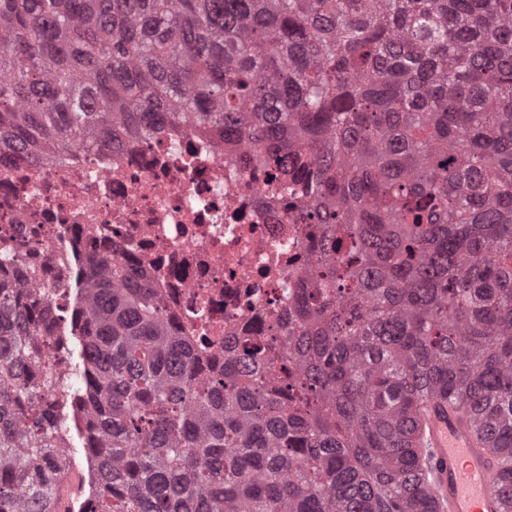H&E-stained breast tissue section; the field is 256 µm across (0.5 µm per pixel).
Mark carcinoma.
Instances as JSON below:
<instances>
[{"instance_id": "1", "label": "carcinoma", "mask_w": 512, "mask_h": 512, "mask_svg": "<svg viewBox=\"0 0 512 512\" xmlns=\"http://www.w3.org/2000/svg\"><path fill=\"white\" fill-rule=\"evenodd\" d=\"M191 123L292 156L323 252L279 380L201 375L151 288L88 259L97 512H438L425 395L470 412L512 512V0H0V165ZM47 307L0 268V512H55Z\"/></svg>"}]
</instances>
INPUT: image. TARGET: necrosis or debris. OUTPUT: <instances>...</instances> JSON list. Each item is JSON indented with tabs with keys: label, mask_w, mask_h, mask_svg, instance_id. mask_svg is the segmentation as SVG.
I'll return each mask as SVG.
<instances>
[{
	"label": "necrosis or debris",
	"mask_w": 512,
	"mask_h": 512,
	"mask_svg": "<svg viewBox=\"0 0 512 512\" xmlns=\"http://www.w3.org/2000/svg\"><path fill=\"white\" fill-rule=\"evenodd\" d=\"M269 159L192 126L112 148H71L50 165L19 157L0 168V238L8 268L49 299L54 325L34 370L66 377L55 348L86 318L89 255L118 252L157 298L173 335L203 360L228 344L288 358L294 308L311 282L315 225Z\"/></svg>",
	"instance_id": "necrosis-or-debris-1"
}]
</instances>
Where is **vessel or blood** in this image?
<instances>
[{
	"instance_id": "vessel-or-blood-1",
	"label": "vessel or blood",
	"mask_w": 512,
	"mask_h": 512,
	"mask_svg": "<svg viewBox=\"0 0 512 512\" xmlns=\"http://www.w3.org/2000/svg\"><path fill=\"white\" fill-rule=\"evenodd\" d=\"M420 418L427 480L440 512H501L496 487L504 474L473 420L444 401L428 399Z\"/></svg>"
}]
</instances>
